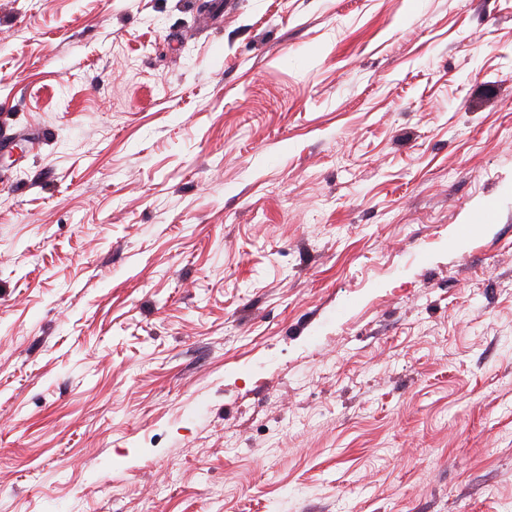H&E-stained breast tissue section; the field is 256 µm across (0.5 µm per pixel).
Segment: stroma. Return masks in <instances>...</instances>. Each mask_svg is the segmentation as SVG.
Returning a JSON list of instances; mask_svg holds the SVG:
<instances>
[{
	"label": "stroma",
	"instance_id": "stroma-1",
	"mask_svg": "<svg viewBox=\"0 0 512 512\" xmlns=\"http://www.w3.org/2000/svg\"><path fill=\"white\" fill-rule=\"evenodd\" d=\"M0 512H512V0H0Z\"/></svg>",
	"mask_w": 512,
	"mask_h": 512
}]
</instances>
